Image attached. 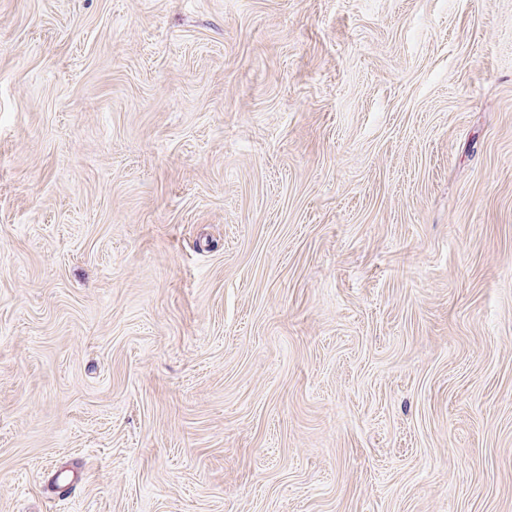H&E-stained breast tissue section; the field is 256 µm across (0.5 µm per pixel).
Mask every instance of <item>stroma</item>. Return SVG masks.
Listing matches in <instances>:
<instances>
[{"mask_svg":"<svg viewBox=\"0 0 512 512\" xmlns=\"http://www.w3.org/2000/svg\"><path fill=\"white\" fill-rule=\"evenodd\" d=\"M0 512H512V0H0Z\"/></svg>","mask_w":512,"mask_h":512,"instance_id":"1","label":"stroma"}]
</instances>
